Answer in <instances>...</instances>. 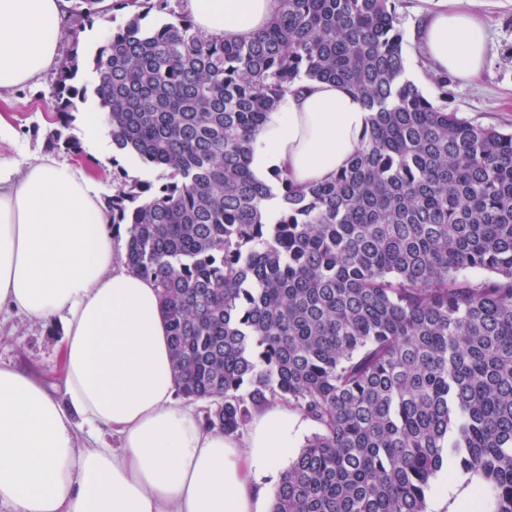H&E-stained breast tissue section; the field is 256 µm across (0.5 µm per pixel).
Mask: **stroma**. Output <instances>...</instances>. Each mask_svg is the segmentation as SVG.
<instances>
[{
  "label": "stroma",
  "mask_w": 512,
  "mask_h": 512,
  "mask_svg": "<svg viewBox=\"0 0 512 512\" xmlns=\"http://www.w3.org/2000/svg\"><path fill=\"white\" fill-rule=\"evenodd\" d=\"M436 0H404L401 27L404 31L406 77L424 94H432V71L418 42L413 39L423 14L434 8ZM459 6L478 15L484 25L486 58L480 76L470 82L450 78L447 108L469 122L485 127L512 128V0H460ZM53 75L38 83L14 90L0 97V115L14 126L16 148L6 150V157L24 164L33 156L49 151L64 155V148L53 149L48 135L54 128L50 107ZM94 99L79 107L68 133L82 147L79 166L91 175L101 197L116 191L112 167L119 164L127 182L162 181L164 172L141 162H128L125 156H113L112 142L105 121L89 126L85 114L98 113ZM64 326L60 320L35 322L18 315L0 314V363L22 367L45 377L50 383L60 381V344ZM464 475L439 471L428 506H440L441 512H453L460 496L472 492Z\"/></svg>",
  "instance_id": "obj_1"
}]
</instances>
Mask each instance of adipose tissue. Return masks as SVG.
<instances>
[{"label":"adipose tissue","mask_w":512,"mask_h":512,"mask_svg":"<svg viewBox=\"0 0 512 512\" xmlns=\"http://www.w3.org/2000/svg\"><path fill=\"white\" fill-rule=\"evenodd\" d=\"M439 0L419 33L434 71L461 80L483 67L481 21ZM67 0H0V92L37 83L58 62ZM279 0H182L213 36L248 39ZM358 94L303 85L268 113L249 167L306 186L332 180L366 140ZM88 172L37 156L0 160V312L59 318L62 395L39 375L0 364V506L10 512H265L267 476L300 421L275 402L244 438L205 427L176 397L158 291L119 256ZM90 443L80 446L79 431Z\"/></svg>","instance_id":"adipose-tissue-1"}]
</instances>
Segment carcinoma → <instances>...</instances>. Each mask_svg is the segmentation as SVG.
I'll return each mask as SVG.
<instances>
[{"mask_svg": "<svg viewBox=\"0 0 512 512\" xmlns=\"http://www.w3.org/2000/svg\"><path fill=\"white\" fill-rule=\"evenodd\" d=\"M247 41L131 7L90 62L112 145L161 168L108 199L158 290L178 391L241 432L282 402L313 422L270 512H426L443 466L512 512V132L404 79L403 0H280ZM53 86L64 135L86 99L79 32ZM340 83L372 112L328 182L257 181L251 143L288 93Z\"/></svg>", "mask_w": 512, "mask_h": 512, "instance_id": "obj_1", "label": "carcinoma"}]
</instances>
